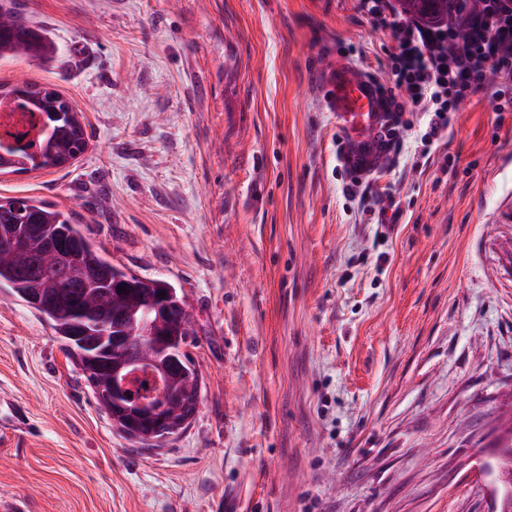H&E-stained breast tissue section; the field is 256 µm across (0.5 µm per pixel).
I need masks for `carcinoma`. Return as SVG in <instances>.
<instances>
[{
    "instance_id": "obj_1",
    "label": "carcinoma",
    "mask_w": 512,
    "mask_h": 512,
    "mask_svg": "<svg viewBox=\"0 0 512 512\" xmlns=\"http://www.w3.org/2000/svg\"><path fill=\"white\" fill-rule=\"evenodd\" d=\"M412 18L448 14V0H397ZM53 52L51 45L28 29L10 9L0 7V55ZM27 83L0 90V110L14 106L37 112L41 134L24 143L0 146V173H24L59 168L87 147L84 116L58 90ZM124 286L126 291L118 292ZM0 288L47 323L67 354L80 364L87 358L106 360L113 337L130 325L152 317L154 301L165 293V332L182 331L185 308L176 288L159 279L144 280L112 265L93 249L70 214L41 201L0 196ZM160 361L175 358L184 372L169 389L185 392L197 380L190 356L175 345L156 351ZM98 405L112 408L109 381L89 382Z\"/></svg>"
}]
</instances>
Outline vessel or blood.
Segmentation results:
<instances>
[{
  "label": "vessel or blood",
  "mask_w": 512,
  "mask_h": 512,
  "mask_svg": "<svg viewBox=\"0 0 512 512\" xmlns=\"http://www.w3.org/2000/svg\"><path fill=\"white\" fill-rule=\"evenodd\" d=\"M322 90L336 124L341 163L347 174L358 180L375 174L392 154L388 92L343 56L328 61Z\"/></svg>",
  "instance_id": "1"
}]
</instances>
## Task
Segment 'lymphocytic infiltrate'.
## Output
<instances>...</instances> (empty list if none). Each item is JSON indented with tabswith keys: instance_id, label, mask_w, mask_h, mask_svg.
<instances>
[{
	"instance_id": "lymphocytic-infiltrate-1",
	"label": "lymphocytic infiltrate",
	"mask_w": 512,
	"mask_h": 512,
	"mask_svg": "<svg viewBox=\"0 0 512 512\" xmlns=\"http://www.w3.org/2000/svg\"><path fill=\"white\" fill-rule=\"evenodd\" d=\"M469 13L466 39H458L453 20L426 24L401 16L391 0H360L372 24L389 31L387 54L395 94L394 150L414 116L427 120L424 145L441 146L458 107L487 93L493 112H512V0H462Z\"/></svg>"
}]
</instances>
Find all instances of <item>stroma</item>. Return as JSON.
Masks as SVG:
<instances>
[{
  "instance_id": "1",
  "label": "stroma",
  "mask_w": 512,
  "mask_h": 512,
  "mask_svg": "<svg viewBox=\"0 0 512 512\" xmlns=\"http://www.w3.org/2000/svg\"><path fill=\"white\" fill-rule=\"evenodd\" d=\"M52 42L0 59L70 97L73 165L0 174L185 301L198 411L127 440L0 289V512H489L512 417V112L352 185L318 68L388 83L358 0H0Z\"/></svg>"
}]
</instances>
